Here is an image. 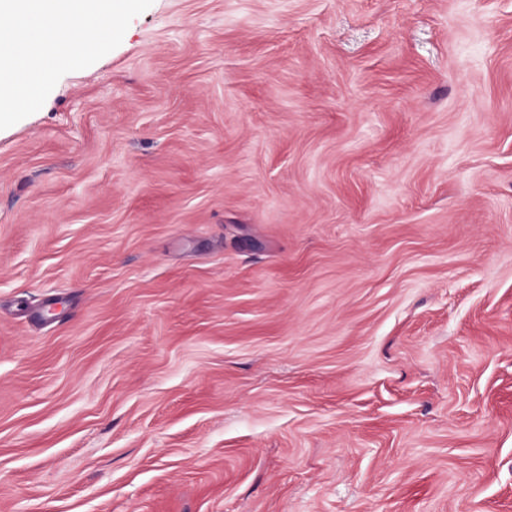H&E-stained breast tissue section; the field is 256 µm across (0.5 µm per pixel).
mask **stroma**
<instances>
[{
    "instance_id": "35a3bbf8",
    "label": "stroma",
    "mask_w": 512,
    "mask_h": 512,
    "mask_svg": "<svg viewBox=\"0 0 512 512\" xmlns=\"http://www.w3.org/2000/svg\"><path fill=\"white\" fill-rule=\"evenodd\" d=\"M0 512H512V0H153L0 130Z\"/></svg>"
}]
</instances>
